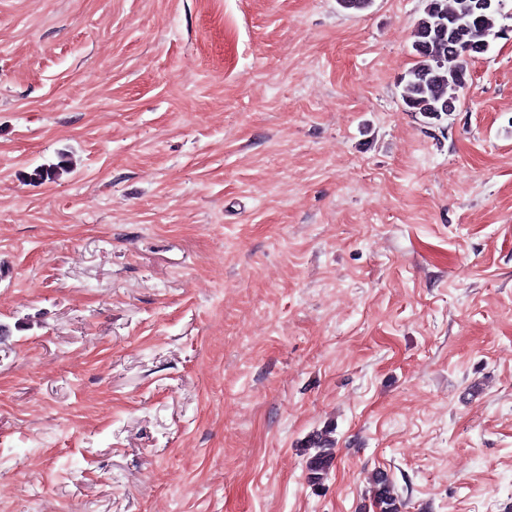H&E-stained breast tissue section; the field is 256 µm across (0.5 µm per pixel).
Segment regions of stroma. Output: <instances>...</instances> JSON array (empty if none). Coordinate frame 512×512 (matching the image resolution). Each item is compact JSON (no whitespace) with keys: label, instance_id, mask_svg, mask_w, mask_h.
Returning <instances> with one entry per match:
<instances>
[{"label":"stroma","instance_id":"obj_1","mask_svg":"<svg viewBox=\"0 0 512 512\" xmlns=\"http://www.w3.org/2000/svg\"><path fill=\"white\" fill-rule=\"evenodd\" d=\"M425 5L0 0V512H512V0L430 122ZM330 430H324L312 435L309 439L307 450L314 449L307 459L308 479L313 485L320 484L327 476L335 463L334 441L331 439ZM373 499L381 512H398L397 496L394 485L384 472L378 471L372 474L370 479Z\"/></svg>","mask_w":512,"mask_h":512}]
</instances>
